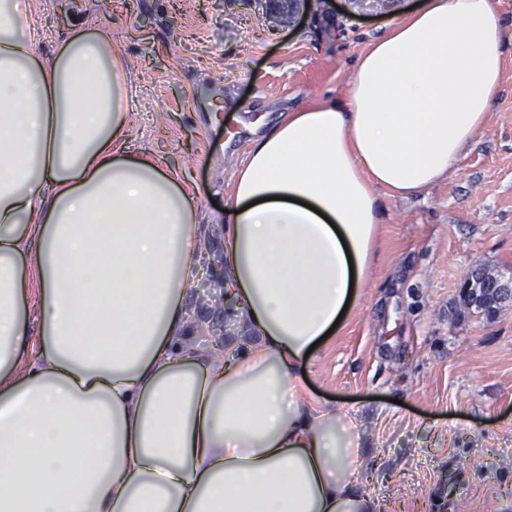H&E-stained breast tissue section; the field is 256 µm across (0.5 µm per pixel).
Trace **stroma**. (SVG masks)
<instances>
[{"label":"stroma","instance_id":"35a3bbf8","mask_svg":"<svg viewBox=\"0 0 512 512\" xmlns=\"http://www.w3.org/2000/svg\"><path fill=\"white\" fill-rule=\"evenodd\" d=\"M393 0H315L292 23L261 0H32L21 31L51 54L74 23L103 27L125 63L127 144L197 204L198 276L224 254L225 204L250 142L285 110L343 98ZM379 251L343 328L309 364L316 398L363 437L362 484L384 512H512V302L463 306L476 262L512 275V40L499 96L448 178L382 197ZM185 303L193 341L235 344V322Z\"/></svg>","mask_w":512,"mask_h":512}]
</instances>
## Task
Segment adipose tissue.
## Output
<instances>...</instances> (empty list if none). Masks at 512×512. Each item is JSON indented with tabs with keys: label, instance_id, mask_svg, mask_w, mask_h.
Returning a JSON list of instances; mask_svg holds the SVG:
<instances>
[{
	"label": "adipose tissue",
	"instance_id": "ef3b65f1",
	"mask_svg": "<svg viewBox=\"0 0 512 512\" xmlns=\"http://www.w3.org/2000/svg\"><path fill=\"white\" fill-rule=\"evenodd\" d=\"M500 5H401L345 99L251 142L224 215L244 339L201 350L195 200L128 152L110 32L45 56L19 33L30 0H0V512H381L307 351L381 245L378 192L446 179L486 123Z\"/></svg>",
	"mask_w": 512,
	"mask_h": 512
}]
</instances>
